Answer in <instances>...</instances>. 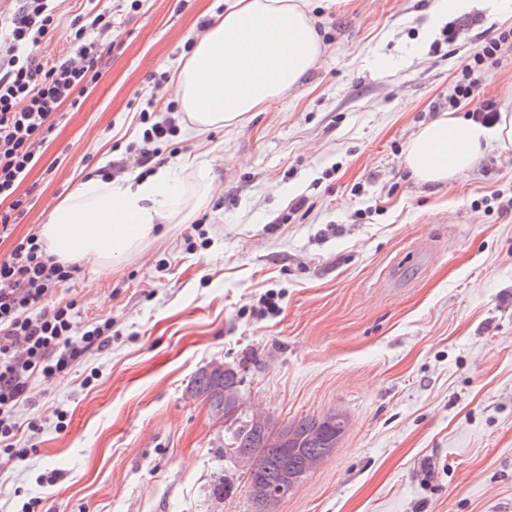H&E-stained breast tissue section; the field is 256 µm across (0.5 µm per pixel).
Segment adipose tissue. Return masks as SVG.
<instances>
[{
    "mask_svg": "<svg viewBox=\"0 0 512 512\" xmlns=\"http://www.w3.org/2000/svg\"><path fill=\"white\" fill-rule=\"evenodd\" d=\"M322 52L307 0H236L195 37L178 68L174 93L187 126L201 135L234 124L298 85ZM495 124L444 115L407 146L404 165L423 184L470 171L486 149L512 152V85ZM210 190L205 169L188 178L182 165L136 179L87 176L52 207L39 237L58 261L90 265L105 275L142 250L165 224H181Z\"/></svg>",
    "mask_w": 512,
    "mask_h": 512,
    "instance_id": "adipose-tissue-1",
    "label": "adipose tissue"
}]
</instances>
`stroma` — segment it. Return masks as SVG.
<instances>
[{
	"label": "stroma",
	"instance_id": "35a3bbf8",
	"mask_svg": "<svg viewBox=\"0 0 512 512\" xmlns=\"http://www.w3.org/2000/svg\"><path fill=\"white\" fill-rule=\"evenodd\" d=\"M224 2L122 11L100 39L102 79L80 109L57 112L17 190L31 205L15 236L37 232L90 171L134 176L114 163L140 112L164 115L174 95L161 73ZM432 4L311 0L324 50L297 87L244 122L162 145L166 163L205 161L207 219L167 225L110 274L83 267L56 288L111 318L112 338L33 381L16 420L37 422V451L0 464V512L33 500V512H252L223 421L188 393L214 361L240 367L249 405L276 422L349 417L278 512H512V155L487 153L438 186L402 165L422 124L500 102L512 47L484 67L477 98L453 95L471 47L512 25V0L448 17ZM107 5L62 0L43 54L67 57L73 19ZM300 196L308 208L293 211Z\"/></svg>",
	"mask_w": 512,
	"mask_h": 512
}]
</instances>
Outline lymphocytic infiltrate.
<instances>
[{"mask_svg": "<svg viewBox=\"0 0 512 512\" xmlns=\"http://www.w3.org/2000/svg\"><path fill=\"white\" fill-rule=\"evenodd\" d=\"M17 11L0 29V240L11 234L17 216L23 215V199L15 192L38 163L54 125L52 116L62 105L80 108L82 98L102 76V51L91 31L111 29L114 10H102L90 21H74L70 36L72 56L49 60L38 47L59 26L56 0H18ZM512 42V27L497 29L493 38L474 46L471 61L457 81V94L469 99L479 93V73L496 55L501 43ZM144 123L137 148L138 167H152L159 141L176 131L169 116ZM78 269L48 254L38 234L16 241L7 256L0 257V453L24 460L31 451L19 447L16 407L28 398L37 376L67 374L88 350L105 345L112 337L111 319L82 322L75 301H50L52 290L68 283Z\"/></svg>", "mask_w": 512, "mask_h": 512, "instance_id": "f902f5d3", "label": "lymphocytic infiltrate"}]
</instances>
